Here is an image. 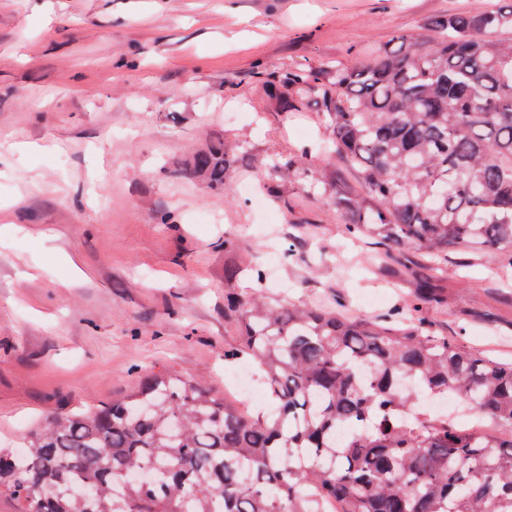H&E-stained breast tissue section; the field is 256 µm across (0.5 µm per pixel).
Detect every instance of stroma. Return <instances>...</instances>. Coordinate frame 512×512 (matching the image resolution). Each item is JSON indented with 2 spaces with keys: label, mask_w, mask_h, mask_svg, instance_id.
<instances>
[{
  "label": "stroma",
  "mask_w": 512,
  "mask_h": 512,
  "mask_svg": "<svg viewBox=\"0 0 512 512\" xmlns=\"http://www.w3.org/2000/svg\"><path fill=\"white\" fill-rule=\"evenodd\" d=\"M483 2L0 0V445L20 447L60 408L126 394L147 371L224 388L236 343L227 258L272 268L273 302H336L366 318L405 307L414 275L373 262L319 187L269 174L327 132L315 103L279 111L258 74L357 63ZM219 133L244 147L228 189L172 177ZM266 182L288 207L245 201L242 185ZM200 212L211 223H196ZM292 239L298 257L279 258ZM493 264L451 254L447 301L423 315L510 360L512 288L489 282Z\"/></svg>",
  "instance_id": "obj_1"
}]
</instances>
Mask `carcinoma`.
I'll use <instances>...</instances> for the list:
<instances>
[{
  "mask_svg": "<svg viewBox=\"0 0 512 512\" xmlns=\"http://www.w3.org/2000/svg\"><path fill=\"white\" fill-rule=\"evenodd\" d=\"M427 26L439 37L397 33L361 63L268 74L282 112L319 94L329 130L321 159L272 174L320 185L348 234L404 272L465 250L512 270V0ZM236 163L218 139L172 173L218 188ZM444 302L429 277L407 311L372 319L231 292L224 360L256 364L270 413L147 372L121 399L48 416L24 457L0 447V493L16 512H512V361L417 317ZM422 394H452L500 433L416 412Z\"/></svg>",
  "mask_w": 512,
  "mask_h": 512,
  "instance_id": "obj_1",
  "label": "carcinoma"
}]
</instances>
